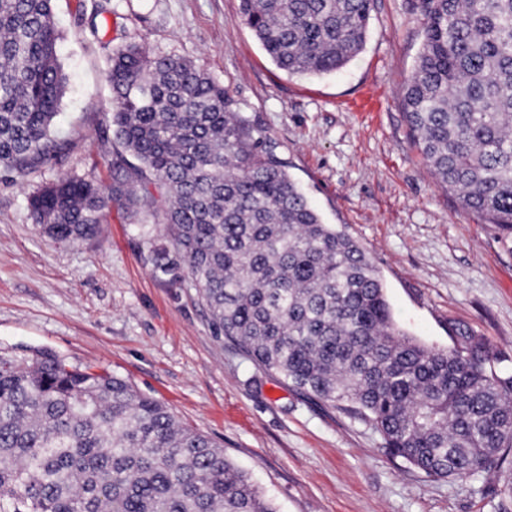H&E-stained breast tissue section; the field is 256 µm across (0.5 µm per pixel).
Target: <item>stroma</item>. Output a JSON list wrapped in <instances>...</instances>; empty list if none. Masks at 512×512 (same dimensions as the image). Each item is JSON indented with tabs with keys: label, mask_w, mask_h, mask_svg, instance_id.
Segmentation results:
<instances>
[{
	"label": "stroma",
	"mask_w": 512,
	"mask_h": 512,
	"mask_svg": "<svg viewBox=\"0 0 512 512\" xmlns=\"http://www.w3.org/2000/svg\"><path fill=\"white\" fill-rule=\"evenodd\" d=\"M77 4L55 9L67 77L56 131L70 153L16 181L0 173V355L48 350L123 377L223 448L279 512H512V473L468 486L428 480L392 459L369 424L286 387L215 336L189 278L153 271L160 225L145 233L115 211L95 238L61 242L28 203L61 174L110 182L124 153L101 137L113 48L184 57L223 83L325 222L366 251L401 329L448 347L458 322L512 354V253L437 185L405 118L402 89L423 42L411 0H375L362 52L325 76L278 68L240 0H108L95 37L75 28ZM367 94L379 111H356Z\"/></svg>",
	"instance_id": "35a3bbf8"
}]
</instances>
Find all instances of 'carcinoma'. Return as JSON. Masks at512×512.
<instances>
[{
	"label": "carcinoma",
	"mask_w": 512,
	"mask_h": 512,
	"mask_svg": "<svg viewBox=\"0 0 512 512\" xmlns=\"http://www.w3.org/2000/svg\"><path fill=\"white\" fill-rule=\"evenodd\" d=\"M54 0H0V170L70 152ZM375 0H241L290 74L363 48ZM424 38L405 116L438 186L512 245V0H415ZM103 5L77 25L98 33ZM105 129L137 161L112 183L61 175L29 201L49 237L98 235L113 207L164 225L158 275L186 271L218 336L281 382L368 422L425 477L489 481L512 455V356L461 324L427 346L394 323L364 250L323 222L224 85L193 61L112 52ZM175 253L173 262L169 253ZM0 512H277L224 449L125 379L39 351L0 359Z\"/></svg>",
	"instance_id": "1"
}]
</instances>
